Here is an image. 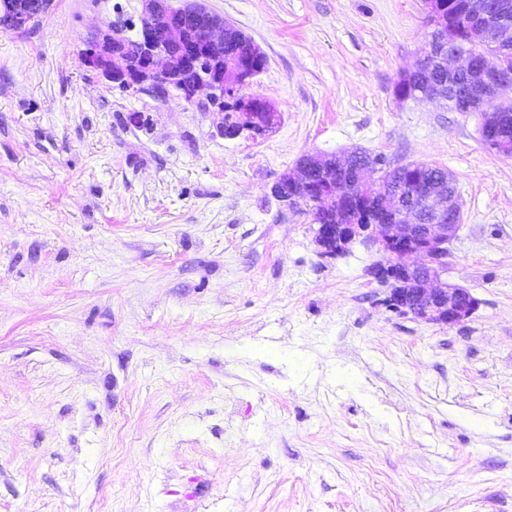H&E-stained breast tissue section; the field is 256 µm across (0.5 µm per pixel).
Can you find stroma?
<instances>
[{
	"mask_svg": "<svg viewBox=\"0 0 512 512\" xmlns=\"http://www.w3.org/2000/svg\"><path fill=\"white\" fill-rule=\"evenodd\" d=\"M203 3L267 57L263 138L87 70L143 0L0 29V512H512V155L396 96L424 0ZM353 150L453 175L470 318L390 311L376 249L273 198Z\"/></svg>",
	"mask_w": 512,
	"mask_h": 512,
	"instance_id": "stroma-1",
	"label": "stroma"
}]
</instances>
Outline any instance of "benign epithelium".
<instances>
[{
    "mask_svg": "<svg viewBox=\"0 0 512 512\" xmlns=\"http://www.w3.org/2000/svg\"><path fill=\"white\" fill-rule=\"evenodd\" d=\"M10 11L11 29L21 31L31 22L26 6L17 0H0ZM196 6L180 0H145L142 34L133 47L146 81L164 88L169 95L167 80L174 67H190L197 78L180 89V96L188 103L204 100V106L216 116V135L224 136V112L218 107L224 98V75L211 59V48L224 44V20L216 17L199 19ZM194 27L199 37L185 40L184 32ZM487 36L503 47V54L495 57L479 73L484 101L496 99L501 79L512 74V55L506 46H512V26L490 27ZM441 49L435 56L440 66L453 75L469 68V56L458 50L454 38L445 34L439 38ZM83 62L86 68L117 84L121 92L137 94L140 82L128 71L112 65V41L95 35L86 41ZM374 169L364 166L357 170L354 181L356 193H365L369 200L388 213L382 224H319L314 229L318 253L337 257L336 243L349 251L357 240L376 248L383 257L381 265L390 269L391 278L384 282L389 295L386 306L393 312L410 316L422 322L452 327L469 318L479 301L469 288L448 284V244L461 228V207L453 180L443 193L430 190H411L405 202L400 184L383 178L373 179ZM311 168L299 163L297 173L288 176V184L304 189L311 179Z\"/></svg>",
    "mask_w": 512,
    "mask_h": 512,
    "instance_id": "obj_1",
    "label": "benign epithelium"
}]
</instances>
